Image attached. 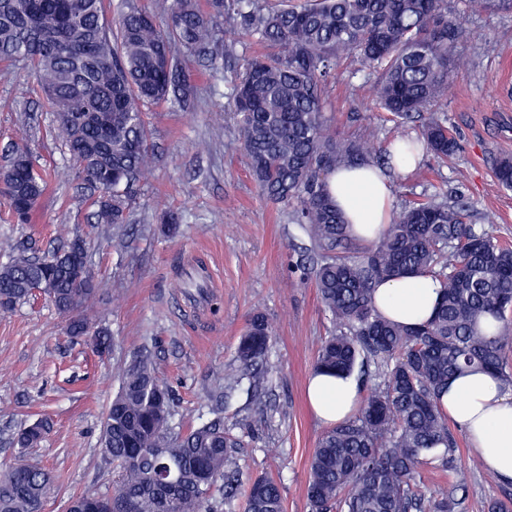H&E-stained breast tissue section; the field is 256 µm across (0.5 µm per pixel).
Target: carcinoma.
<instances>
[{"label": "carcinoma", "mask_w": 512, "mask_h": 512, "mask_svg": "<svg viewBox=\"0 0 512 512\" xmlns=\"http://www.w3.org/2000/svg\"><path fill=\"white\" fill-rule=\"evenodd\" d=\"M156 0L159 14L139 0H121L108 20L107 0H0V64L30 70L53 112V132L76 178L96 192L95 223H127L129 201L153 161L148 104L186 102L190 73L174 63L176 51L215 64L218 43L257 39L275 52L248 55L231 99L238 136L252 176L268 199L291 209L305 227L319 261L313 280L334 331L322 343L314 369L358 373L367 391L357 413L325 430L308 460L311 512H456L469 468L457 463V441L440 406L448 378L480 367L512 386L503 354L512 345V249L467 223L461 201L433 194L403 207L370 245L356 244L329 195L338 169L369 162L360 141L339 136L325 117V93L345 56L374 76L381 109L401 124L420 122L408 150L422 149L439 163L456 150L440 101L465 39L470 12L511 13L512 0ZM37 157L11 146L3 198L26 224L46 184ZM496 176L512 189V157L500 158ZM75 239L42 255L21 251L0 266V312L33 297L36 288L68 317L67 331L109 350L110 336L93 329L81 309L95 292L73 278ZM425 273L443 295L432 318L404 326L382 317L373 292L385 279ZM270 327L252 313L240 336L238 365L216 393L248 383L258 388L273 371L266 359ZM171 390L146 350L135 352L120 374L100 445L116 472L105 494L82 492L70 505L91 512H218L240 486L243 438L220 409L197 425H172ZM41 419L19 427L15 443L40 444ZM426 470L449 473L452 493L426 496ZM51 492L48 473L25 458L0 467V512H40ZM243 512H284L279 484L259 476Z\"/></svg>", "instance_id": "cac0c4a2"}]
</instances>
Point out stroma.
Segmentation results:
<instances>
[{
	"label": "stroma",
	"mask_w": 512,
	"mask_h": 512,
	"mask_svg": "<svg viewBox=\"0 0 512 512\" xmlns=\"http://www.w3.org/2000/svg\"><path fill=\"white\" fill-rule=\"evenodd\" d=\"M467 39L441 98V111L458 149L447 163L423 156L391 184L394 210L434 193L461 196L487 216V230L512 246V190L494 175L497 158L512 157V101L500 97L512 63V14H469ZM243 45L225 47L217 66L182 58L192 74L185 107H151L146 120L154 162L139 181L129 221L102 232L92 218L89 191L70 172L53 131V114L29 71H0V166L8 148L25 138L40 157L48 188L32 223H14L0 201V263L18 250L49 252L83 238L96 292L86 315L106 328L105 355L66 333V319L46 299L0 313V463L25 455L49 472L53 492L45 512H66L73 494L107 492L112 465L98 448L119 374L141 346L155 354L173 393L174 423L209 419L211 394L236 365L249 313L271 327L267 358L278 368L265 384L262 405L235 394L224 410L249 435L239 451L244 479L259 475L281 486L284 512H309L308 460L325 426L310 411L305 389L318 350L333 324L313 282L295 263L310 240L287 208L263 198L251 178L228 101ZM370 82L344 58L327 94V115L344 137L388 151L399 131L377 111ZM180 214L166 233L162 210ZM48 416L46 439L25 450L14 443L23 422ZM457 455L472 466L458 512H487L493 500L512 499V483L473 467L465 432L455 429Z\"/></svg>",
	"instance_id": "1"
}]
</instances>
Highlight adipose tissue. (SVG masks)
<instances>
[{
	"instance_id": "ef3b65f1",
	"label": "adipose tissue",
	"mask_w": 512,
	"mask_h": 512,
	"mask_svg": "<svg viewBox=\"0 0 512 512\" xmlns=\"http://www.w3.org/2000/svg\"><path fill=\"white\" fill-rule=\"evenodd\" d=\"M389 175L365 164L337 171L328 179L348 233L359 243L376 241L389 223ZM441 294L438 279L416 274L382 281L374 292V305L382 316L412 326L433 315ZM307 397L317 419L337 425L359 406L358 382L351 375L319 372L308 383ZM441 405L449 420L465 430L484 469L512 482V387L489 373L469 370L449 380Z\"/></svg>"
}]
</instances>
